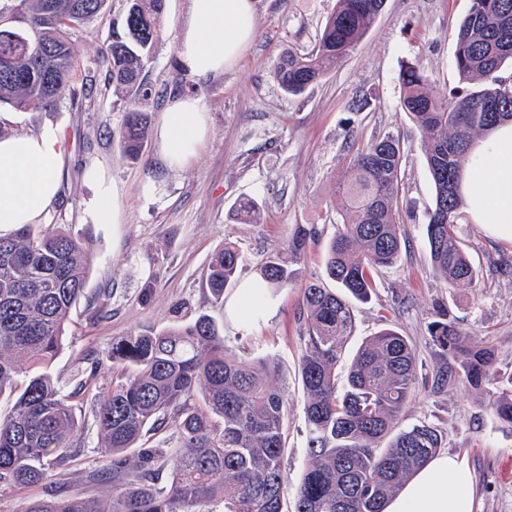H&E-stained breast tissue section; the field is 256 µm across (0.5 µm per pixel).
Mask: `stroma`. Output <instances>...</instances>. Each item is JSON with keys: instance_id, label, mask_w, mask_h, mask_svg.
I'll list each match as a JSON object with an SVG mask.
<instances>
[{"instance_id": "1", "label": "stroma", "mask_w": 512, "mask_h": 512, "mask_svg": "<svg viewBox=\"0 0 512 512\" xmlns=\"http://www.w3.org/2000/svg\"><path fill=\"white\" fill-rule=\"evenodd\" d=\"M470 0H386L370 31L346 61L303 94H285L272 75L286 50H312L336 0H256L255 35L234 67L224 74L197 78L178 66L177 26L189 0H166L163 38L155 46L145 79L155 90L142 109L152 132L140 163L122 160L118 131L127 106L108 81L105 64L93 61L94 47L110 39L120 24L125 0H108L89 26L82 52L90 57L92 93L79 102L61 101L51 111L7 110L0 132H34L46 126L63 134L65 163L60 193L44 217L87 238L95 256L89 292H112L105 317L79 303L50 371L64 383L94 370L91 396L73 398L84 425L82 451L59 470L69 493L96 496L103 485L89 474L101 465L95 394L112 387V366L104 358L113 338L159 330L200 313L213 317L227 345L239 355L271 357L288 389L287 448L283 460L284 508L294 495L308 459L304 395L298 380L304 353L303 290L323 271L324 243L336 232L335 181L350 145L392 133L404 145L399 184L400 223L406 250L400 262L379 270L371 300L354 306L357 347L383 323L394 324L415 346L420 366L415 400L399 425L425 421L443 434L442 450L466 457L475 473L477 512H512V428L502 425L483 391L431 388L441 363L427 332L440 314L453 317L464 331L494 352L499 378L512 377V243L491 236L468 218L457 235L479 270L470 287L452 288L436 280L428 262L424 226L434 204V187L421 148L418 125L399 109V72L419 63L439 89L458 84L455 31ZM199 87L209 115V132L196 159L169 166L156 130L162 112L176 96ZM365 107L354 108L356 96ZM114 186L121 211L117 224L94 218L99 184ZM242 196L260 205L263 221L238 224L230 217ZM295 224L316 225L312 245L296 283L278 290L258 321L242 327L227 314L237 285L215 302L205 286L211 256L224 240L236 242L242 256L239 283L257 278L270 253L282 248ZM154 284L142 297L146 279Z\"/></svg>"}]
</instances>
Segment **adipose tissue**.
<instances>
[{"mask_svg":"<svg viewBox=\"0 0 512 512\" xmlns=\"http://www.w3.org/2000/svg\"><path fill=\"white\" fill-rule=\"evenodd\" d=\"M254 18V0H190L179 35L180 66L199 78L233 67L254 36ZM208 128L198 97L172 100L158 130L168 164L179 167L195 159ZM63 162V139L56 128L0 137V236L41 222L57 198ZM461 192L472 223L512 241V122L473 144ZM385 512H475L474 474L465 459L437 455L406 482Z\"/></svg>","mask_w":512,"mask_h":512,"instance_id":"1","label":"adipose tissue"}]
</instances>
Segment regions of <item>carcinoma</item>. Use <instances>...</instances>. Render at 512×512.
<instances>
[{
	"mask_svg": "<svg viewBox=\"0 0 512 512\" xmlns=\"http://www.w3.org/2000/svg\"><path fill=\"white\" fill-rule=\"evenodd\" d=\"M108 0H0L14 4L37 30L32 41L2 37L0 106L51 110L92 89L80 50L84 25ZM165 0H127L122 31L94 49L107 65L114 91L128 103L118 133L122 158L139 161L148 134L141 110L152 90L144 71L162 37ZM377 0H336L316 49L284 53L274 77L299 95L336 70L368 33ZM459 85L433 88L415 62L399 72L401 111L417 123L434 186L425 224L430 269L452 288L478 278L456 237L466 201L460 185L468 147L505 119L512 120V83L499 72L512 64V0H471L455 32ZM404 150L391 133L348 147L336 235L323 277L304 289V341L299 380L304 394L309 457L294 497V512H384L385 503L442 445L425 422L398 428L416 393L417 355L408 337L387 325L361 343L338 384L354 329L353 301L366 302L374 274L395 264L405 239L399 222V175ZM240 224L261 223L253 198L234 204ZM313 224H295L285 247L259 268L266 287L296 281L298 265L316 241ZM93 254L81 237L58 224H24L0 236V394L14 397L0 412V493L55 484L72 457L82 424L71 394L48 370L62 349L73 308L87 298ZM240 253L230 241L211 257L207 288L216 300L237 278ZM337 289L326 287V281ZM444 359L432 389L459 385L485 392L497 419L512 428V380L495 377L493 351L443 317L428 328ZM112 390L99 399L100 471L93 479L108 494L82 498L58 493L26 498L20 512H283L281 470L286 448L288 383H276L269 357L231 353L215 321L200 314L161 331L112 340ZM170 432L169 446L143 442L146 428Z\"/></svg>",
	"mask_w": 512,
	"mask_h": 512,
	"instance_id": "obj_1",
	"label": "carcinoma"
}]
</instances>
